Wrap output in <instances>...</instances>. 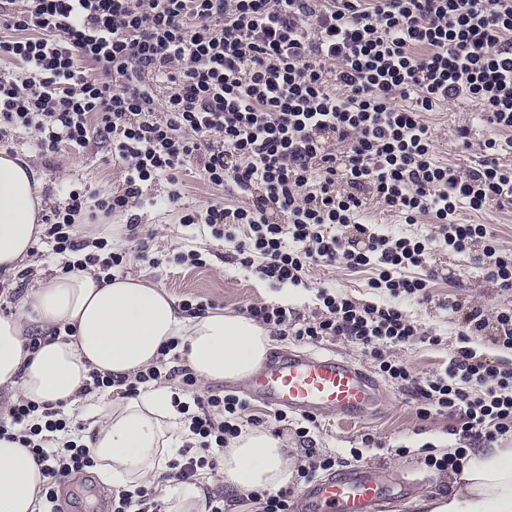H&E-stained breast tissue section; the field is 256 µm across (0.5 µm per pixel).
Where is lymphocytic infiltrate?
Wrapping results in <instances>:
<instances>
[{
	"label": "lymphocytic infiltrate",
	"instance_id": "f902f5d3",
	"mask_svg": "<svg viewBox=\"0 0 512 512\" xmlns=\"http://www.w3.org/2000/svg\"><path fill=\"white\" fill-rule=\"evenodd\" d=\"M25 77L0 73V142L33 131L43 152L61 144H102L123 166L121 190L70 191L68 203L45 216V237L68 254L64 271L94 269L111 280L129 256L105 238L77 236L82 217L129 212L145 185L175 181L187 166L213 187L231 182L242 204L213 201L182 216L207 225L232 248L231 259L271 285L301 282L310 266L375 269L372 288L387 304L358 303L320 289L323 310L303 319L292 309L258 302L246 315L270 332L300 341L341 337L369 355L380 373L411 385L421 417L455 419L459 445L427 452L424 463L459 472L473 447L512 435V362L481 358L474 344L493 333L512 353V308L487 317L469 310L443 371L425 378L391 358L389 348L421 332L394 301L428 299L429 282L412 276L435 248L464 253L480 247L487 276L512 291V251L484 224L459 221L466 207L512 202V0H23L0 10V59ZM476 102L501 136L480 144L477 164L435 158L428 112L460 100ZM405 223L429 218L436 231L408 236L362 222L364 195ZM179 338L134 377L92 374L82 391L114 386L125 395L163 380L189 400V438L173 461L175 479L216 469L229 439L252 424L246 399L203 391L180 365ZM60 410L22 398L7 409L0 435L30 448L46 478L43 512H59L58 490L95 459L70 432Z\"/></svg>",
	"mask_w": 512,
	"mask_h": 512
}]
</instances>
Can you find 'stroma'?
Here are the masks:
<instances>
[{"mask_svg":"<svg viewBox=\"0 0 512 512\" xmlns=\"http://www.w3.org/2000/svg\"><path fill=\"white\" fill-rule=\"evenodd\" d=\"M426 121L435 133L437 160L454 165L466 166L478 161L479 144L497 135L493 126L482 120L478 106L471 103L448 104L427 114ZM464 140L470 142V150H461L460 143ZM6 149L23 157L41 173V192L48 211L63 204L71 190L113 192L124 183L125 173L108 144L95 150L65 144L58 153L46 155L33 135L21 130L14 134ZM172 188L162 180L145 190V203L137 215L140 225L155 231L156 237L151 242L148 259L134 256L124 268V275L160 286L176 302L210 303L215 309L235 315L241 314L248 304L267 302L288 306L308 318L319 312L316 295L325 286L358 302L380 301L379 292L370 286L375 276L370 268L355 271L342 265H314L308 269L303 285L272 288L258 274L228 262L227 247L205 225L185 227L180 222L182 215L213 200L227 198L241 202V194L233 188L211 187L192 166L179 175L176 188L181 198L175 203L168 200ZM460 219L466 224L488 225L502 248L512 250V205L494 203L477 213L464 207ZM180 251L199 253L201 265L174 263L173 256ZM480 255L477 249L465 254L436 250L424 266L414 269V276L428 280L431 299L422 304L407 301L403 307L422 329L442 337L443 343L397 346L391 348L390 355L406 363L418 377L432 375L447 366L458 341L462 318L471 306H481L492 315L499 308L512 305V293L500 291L488 279ZM379 383L384 394L382 404L359 420L317 419L311 433L313 448L320 454H335L340 468L347 469L352 465L350 449L362 448V437L371 435L379 445L362 448L363 464L380 465L393 477L417 479L418 495L448 494L452 474L428 469L423 463V449L428 446L444 452L456 447L458 440L450 433L453 419L436 412L420 417L421 404L412 389L385 377Z\"/></svg>","mask_w":512,"mask_h":512,"instance_id":"1","label":"stroma"}]
</instances>
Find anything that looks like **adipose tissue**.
I'll list each match as a JSON object with an SVG mask.
<instances>
[{
	"instance_id": "adipose-tissue-1",
	"label": "adipose tissue",
	"mask_w": 512,
	"mask_h": 512,
	"mask_svg": "<svg viewBox=\"0 0 512 512\" xmlns=\"http://www.w3.org/2000/svg\"><path fill=\"white\" fill-rule=\"evenodd\" d=\"M37 172L0 152V271L27 258L44 232ZM38 330L41 345L26 337ZM181 337L187 366L199 381H240L264 361L268 331L243 315L210 312L183 317L164 289L132 277L98 281L62 272L0 316V389L37 403L71 406L91 372L132 375L153 366L164 343ZM170 385L103 403L85 435L103 481L116 490L156 486L162 512H205L201 483L170 479L189 430ZM224 495L236 501L285 487L292 459L282 438L250 428L230 439L220 463ZM46 478L30 449L0 438V512H36ZM420 512H512V448L471 451L448 495L421 499Z\"/></svg>"
}]
</instances>
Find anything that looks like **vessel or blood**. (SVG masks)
<instances>
[{
  "instance_id": "b4317fda",
  "label": "vessel or blood",
  "mask_w": 512,
  "mask_h": 512,
  "mask_svg": "<svg viewBox=\"0 0 512 512\" xmlns=\"http://www.w3.org/2000/svg\"><path fill=\"white\" fill-rule=\"evenodd\" d=\"M249 397L277 410L312 417L355 418L372 411L381 388L359 365L332 353L295 349L263 364L248 380ZM415 488L407 480L391 487L384 471L364 466L333 472L300 497L295 512H386L396 495Z\"/></svg>"
}]
</instances>
